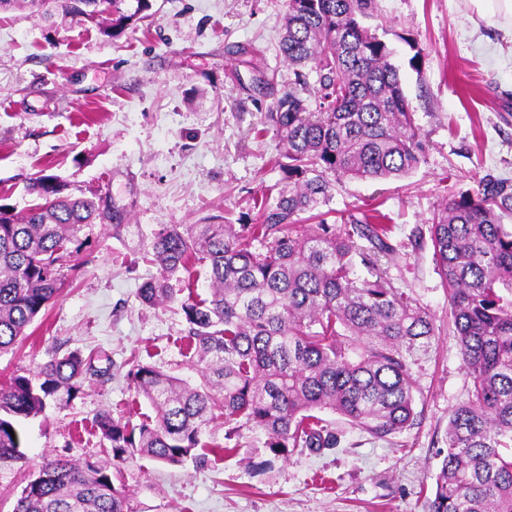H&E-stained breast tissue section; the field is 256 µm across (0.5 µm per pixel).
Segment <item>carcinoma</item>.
Here are the masks:
<instances>
[{
	"instance_id": "1",
	"label": "carcinoma",
	"mask_w": 512,
	"mask_h": 512,
	"mask_svg": "<svg viewBox=\"0 0 512 512\" xmlns=\"http://www.w3.org/2000/svg\"><path fill=\"white\" fill-rule=\"evenodd\" d=\"M92 2L29 5L94 20L106 12L81 8ZM149 8L150 0H112L106 33L123 32ZM376 11V0H287L280 51L319 74L318 87H290L266 113L288 160V190L260 202L254 224H161L148 244L160 273L139 288L144 305L175 300L169 276L190 263L208 268L211 297L180 304L201 382L128 359L127 378L155 418L133 425L100 412L95 427L112 461H43L17 512H133L122 466L137 456L199 461L201 437L220 416L229 425L225 450L241 446L243 425L262 431L275 456L336 447V433L314 415L325 408L380 439L411 425V365L435 339L433 318L386 278L382 258L394 247L384 215L356 207L330 223L319 211L334 182L400 178L423 159L391 50L366 25ZM26 191L37 199L26 212L0 205V352L58 296L62 269L87 244L86 227L109 222L117 239L130 232L102 197L75 196L57 175L28 178ZM306 213L313 223H300ZM510 216L512 184L486 175L428 219L471 378L467 400L448 414L431 512H512V229L503 224ZM256 241L265 251L253 250ZM111 379L105 353L56 351L0 384V464L24 459L25 420L75 399L87 381Z\"/></svg>"
}]
</instances>
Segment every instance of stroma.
<instances>
[{"instance_id": "obj_1", "label": "stroma", "mask_w": 512, "mask_h": 512, "mask_svg": "<svg viewBox=\"0 0 512 512\" xmlns=\"http://www.w3.org/2000/svg\"><path fill=\"white\" fill-rule=\"evenodd\" d=\"M377 3L370 24L393 52L425 155L399 179L337 182L328 207L387 214L395 252L382 265L434 319L436 338L411 370L416 417L400 437L376 439L325 410L337 446L278 459L261 431L243 429L229 452L215 427L200 462L126 465L134 512H430L448 413L471 378L427 221L481 177L512 181V36L482 20L473 0ZM284 14V0H152L149 18L114 36L27 8L0 14V199L24 211L33 201L24 181L43 171L75 195L113 199L131 226L121 240L111 226L85 228L89 245L54 303L0 353V381L57 349L99 348L114 362L106 386L85 384L25 421L24 460L0 466V512H14L44 459H106L93 426L100 410L136 424L154 417L126 377L131 356L199 384L179 303L138 298L159 274L144 248L160 224L254 223L255 200L284 187L278 137L264 120L297 81L279 51Z\"/></svg>"}]
</instances>
